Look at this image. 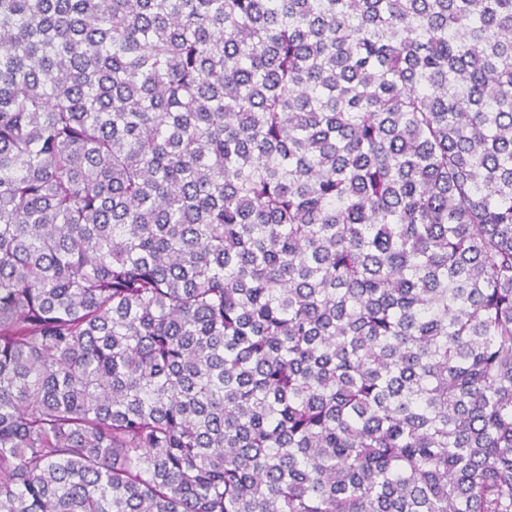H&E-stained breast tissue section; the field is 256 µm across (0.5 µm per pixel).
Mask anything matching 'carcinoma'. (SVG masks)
I'll list each match as a JSON object with an SVG mask.
<instances>
[{
	"instance_id": "obj_1",
	"label": "carcinoma",
	"mask_w": 512,
	"mask_h": 512,
	"mask_svg": "<svg viewBox=\"0 0 512 512\" xmlns=\"http://www.w3.org/2000/svg\"><path fill=\"white\" fill-rule=\"evenodd\" d=\"M0 512H512V0H0Z\"/></svg>"
}]
</instances>
